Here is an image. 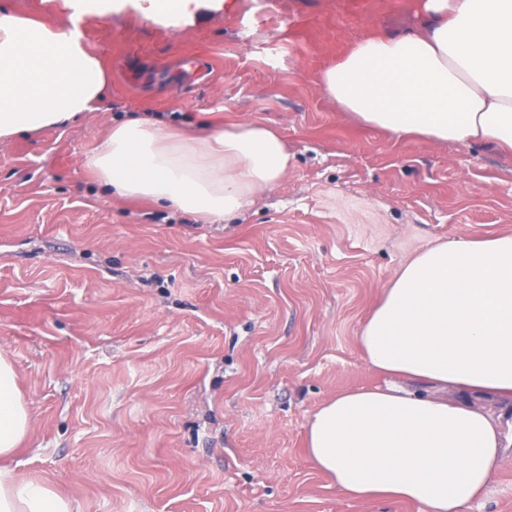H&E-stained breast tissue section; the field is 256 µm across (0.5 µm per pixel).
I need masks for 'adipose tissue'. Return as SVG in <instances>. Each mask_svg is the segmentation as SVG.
Wrapping results in <instances>:
<instances>
[{"instance_id":"obj_1","label":"adipose tissue","mask_w":512,"mask_h":512,"mask_svg":"<svg viewBox=\"0 0 512 512\" xmlns=\"http://www.w3.org/2000/svg\"><path fill=\"white\" fill-rule=\"evenodd\" d=\"M416 25L352 41L319 82L360 123L424 140L512 153V0H422ZM102 62L79 27L0 10V140L52 127L104 98ZM282 138L259 122L180 132L147 118L115 125L88 166L118 195L168 202L211 221L248 208L287 172ZM364 359L417 389L349 390L310 419L306 454L356 500L403 499L419 512H466L492 482L502 434L471 396L512 401V234L461 237L407 263L358 338ZM453 384L458 401L430 387ZM29 425L0 358V457ZM0 512H72L69 501L0 469Z\"/></svg>"}]
</instances>
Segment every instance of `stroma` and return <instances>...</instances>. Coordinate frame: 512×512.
<instances>
[{
  "label": "stroma",
  "mask_w": 512,
  "mask_h": 512,
  "mask_svg": "<svg viewBox=\"0 0 512 512\" xmlns=\"http://www.w3.org/2000/svg\"><path fill=\"white\" fill-rule=\"evenodd\" d=\"M419 0H199L179 25L125 7L73 22L65 0H0L79 25L100 106L0 140V357L29 414L22 483L74 512H418L351 500L305 453L342 392L413 383L358 336L417 253L512 233V156L359 125L317 73ZM188 131L261 121L291 163L228 219L110 194L86 166L116 123ZM468 512H512V447Z\"/></svg>",
  "instance_id": "obj_1"
}]
</instances>
